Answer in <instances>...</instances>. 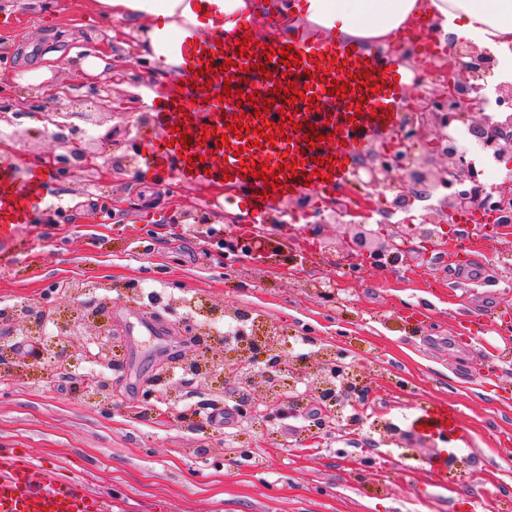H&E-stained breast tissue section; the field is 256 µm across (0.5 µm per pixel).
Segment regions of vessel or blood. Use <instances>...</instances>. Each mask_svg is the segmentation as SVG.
I'll use <instances>...</instances> for the list:
<instances>
[{
	"label": "vessel or blood",
	"instance_id": "1",
	"mask_svg": "<svg viewBox=\"0 0 512 512\" xmlns=\"http://www.w3.org/2000/svg\"><path fill=\"white\" fill-rule=\"evenodd\" d=\"M277 6L267 10L268 33L258 46L239 52L241 36H254L251 16L233 19L224 37L197 39L188 36L182 43L183 69L190 75L191 94L161 99L155 106V118L163 134L144 141L142 149L150 167L167 171L183 182L205 184L232 176V198L240 211L252 215L254 222L265 220L259 200L265 189L263 179L243 177L240 169L254 163H267L269 172L290 164L291 169L279 189L280 195L303 194L306 187L322 193L334 191L348 174L352 160L368 151L373 142L391 143L405 100L406 81L396 58L389 54L365 51L342 36L317 37L306 30L281 33ZM274 48V56L263 52V45ZM290 47L299 55L303 68H290L279 61L278 50ZM236 65L228 74L220 68L227 60ZM258 63L267 77L241 84V67ZM230 82L232 89L253 95V103L233 105L207 90ZM346 82L345 97L330 95L332 84ZM307 86L306 98L287 103L288 83ZM264 109L262 119H253L254 109ZM249 114L250 129L260 123L280 122L282 114L292 115L283 135L257 146L228 133L225 118ZM187 126L186 142L172 139L174 127ZM212 136H205V129ZM318 148H310L311 140ZM44 174L30 170L25 181H17L11 164L0 161V240L13 239L22 223L40 207L38 186ZM418 430L433 435H456L460 425L455 413L442 410L424 416ZM0 512H106V503L98 494L80 489L75 483L58 477L54 466L27 459L17 451L0 452Z\"/></svg>",
	"mask_w": 512,
	"mask_h": 512
}]
</instances>
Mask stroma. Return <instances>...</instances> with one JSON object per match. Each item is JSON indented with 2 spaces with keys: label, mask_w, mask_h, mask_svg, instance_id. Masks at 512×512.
<instances>
[{
  "label": "stroma",
  "mask_w": 512,
  "mask_h": 512,
  "mask_svg": "<svg viewBox=\"0 0 512 512\" xmlns=\"http://www.w3.org/2000/svg\"><path fill=\"white\" fill-rule=\"evenodd\" d=\"M112 22L90 0H5L0 52L12 93L33 105L30 82L47 48L107 43ZM118 54L120 98L149 85L133 33ZM116 147L98 166L54 189L16 237L0 244V448L52 463L110 501L112 512H512V234L485 241L465 267L409 228L404 252L352 273L345 225L319 214L291 223L288 199L265 201L268 222L254 242L240 236L224 192L148 169L132 142L161 136L156 123L130 128L103 112ZM22 138H15V131ZM13 144L14 171L55 153L45 129L0 125ZM214 225L224 228L208 236ZM26 304L53 317L37 330L16 318ZM276 332L282 355L299 365L286 396L304 420L290 427L244 416L236 407L238 348L225 344L235 313ZM111 328L113 367L95 361L98 327ZM202 336L222 372L194 379L174 357ZM62 358L32 361L33 337ZM343 366L358 393L327 413L307 374ZM112 381L111 405L74 389L80 375ZM445 406L462 426L459 452L444 470L442 440L416 434L414 420ZM196 413L199 425L183 420Z\"/></svg>",
  "instance_id": "1"
}]
</instances>
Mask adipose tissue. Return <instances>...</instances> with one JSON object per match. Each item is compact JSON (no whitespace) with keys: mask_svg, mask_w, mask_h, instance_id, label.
I'll list each match as a JSON object with an SVG mask.
<instances>
[{"mask_svg":"<svg viewBox=\"0 0 512 512\" xmlns=\"http://www.w3.org/2000/svg\"><path fill=\"white\" fill-rule=\"evenodd\" d=\"M115 20L136 24L146 60L161 72L181 65L179 39L200 27L192 0H96ZM284 27L304 21L369 49H387L396 33L434 23L443 34L512 56V0H288Z\"/></svg>","mask_w":512,"mask_h":512,"instance_id":"obj_1","label":"adipose tissue"}]
</instances>
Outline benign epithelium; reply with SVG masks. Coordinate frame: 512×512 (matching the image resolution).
<instances>
[{
	"instance_id": "7a95c632",
	"label": "benign epithelium",
	"mask_w": 512,
	"mask_h": 512,
	"mask_svg": "<svg viewBox=\"0 0 512 512\" xmlns=\"http://www.w3.org/2000/svg\"><path fill=\"white\" fill-rule=\"evenodd\" d=\"M492 73V55L469 43H455L448 58L433 74L442 89L429 97H417L409 106L410 115L405 117L399 129L400 143L414 140L421 145L425 158L417 159L405 150L391 158L382 152H373L364 163L366 184L396 192L390 202L393 211H407L414 202L439 194L435 210L453 222L454 216L471 210L478 214L485 209H495L501 215V223H512V192L499 187H486L480 180L475 161L466 158L460 149L451 126L464 120L468 112H480L481 120L468 125L467 132L479 149L498 158L512 152V112H485L486 89ZM58 98L47 96L43 104L29 110V116L47 122L59 130L65 128L77 132L71 122L77 118L86 124L99 125L93 112H61ZM433 121L440 130L438 137L427 138L426 125ZM61 152L53 155V164L64 177H76L86 170L99 152L92 147V140L55 135ZM405 171L416 185L412 190L396 186V172ZM370 215L352 214L348 225L357 232L345 240L349 255L361 262L380 265L384 257L402 250L406 238L401 231L379 236L365 229ZM99 363L112 366V336L97 337ZM252 364L262 363L258 373L243 363L239 366V401L251 415L263 419L279 416L280 405L268 401L261 393L275 394L280 391V375L288 372V362L278 349L273 336H267L253 347ZM76 388L89 392L106 403L111 399L110 382L101 375L83 376L76 380Z\"/></svg>"
}]
</instances>
